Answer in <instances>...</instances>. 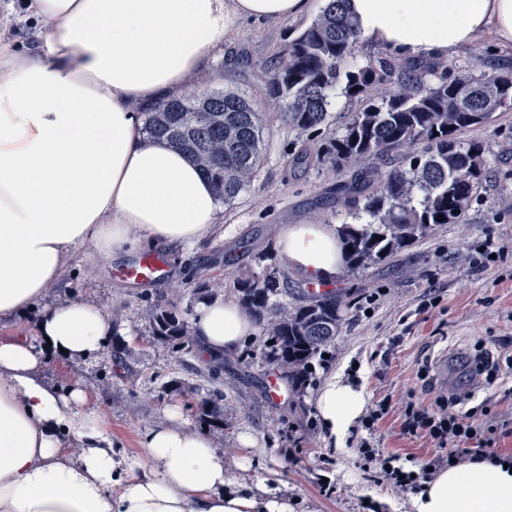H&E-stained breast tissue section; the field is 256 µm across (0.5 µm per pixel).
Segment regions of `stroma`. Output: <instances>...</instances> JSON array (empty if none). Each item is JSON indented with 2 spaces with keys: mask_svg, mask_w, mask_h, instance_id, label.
Wrapping results in <instances>:
<instances>
[{
  "mask_svg": "<svg viewBox=\"0 0 512 512\" xmlns=\"http://www.w3.org/2000/svg\"><path fill=\"white\" fill-rule=\"evenodd\" d=\"M308 23L305 17L240 22L230 42L210 59L215 79L197 84V91L230 86L246 97L257 96L271 58ZM330 101L326 124L305 133L264 113L257 178L225 205L223 223L201 241L159 247L169 280L151 288L127 283L115 271L138 256V248L109 255L85 245L72 252L48 287L44 303L90 301L112 321V336L94 357L50 361L42 375L64 388L81 384L126 469H139L142 434L176 412L207 426L228 463L246 461L245 479H271L301 499L306 512H409L411 490L393 484L381 458L398 456L410 471L448 454L401 430L407 402L416 399L430 407L440 395L434 378L420 377V368L447 359L448 388L460 392L468 388L457 352L483 346L502 358L512 354V109L495 112L487 124L463 134L483 145L486 180L479 202L461 223L433 227L393 257L356 272L343 269L337 277L332 291L342 301L341 330L327 361L317 362L303 388H294L267 362L263 334L225 356L217 380L201 343L181 351L153 336L154 306L190 322L204 300L239 298L238 272L259 273L277 259L283 225L367 222L366 214L324 200L341 175L320 160L321 149L359 108L338 90ZM487 245L495 258L487 268H477L474 259ZM335 374L363 389L367 410L387 409L374 430L356 425L339 443L323 430L314 398L319 385ZM273 378L281 391L277 397L269 393ZM217 392L223 416L210 421L201 404ZM472 392L465 406L492 425L493 453L512 454V377L499 375L493 385ZM244 433L254 446L240 442ZM364 438L378 461L365 463L359 446Z\"/></svg>",
  "mask_w": 512,
  "mask_h": 512,
  "instance_id": "stroma-1",
  "label": "stroma"
}]
</instances>
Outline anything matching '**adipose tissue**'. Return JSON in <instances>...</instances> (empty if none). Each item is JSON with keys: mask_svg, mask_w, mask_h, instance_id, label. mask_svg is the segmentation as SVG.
<instances>
[{"mask_svg": "<svg viewBox=\"0 0 512 512\" xmlns=\"http://www.w3.org/2000/svg\"><path fill=\"white\" fill-rule=\"evenodd\" d=\"M313 0H23L38 20L19 53L0 41V322L32 317L35 336H0V512H295L279 486L246 482L206 428L174 421L141 438L122 468L82 389L43 366L99 352L112 322L93 303L43 304L71 250L140 240L191 246L222 223L215 190L167 143L145 138L142 106L213 78L208 61L239 20L298 19ZM362 40L400 58L445 60L492 39L512 51V0H347ZM284 265L329 283L345 264L334 226L284 225ZM208 353L237 352L258 326L239 304L202 301ZM323 429L344 437L363 391L342 377L318 390ZM79 455H72L71 444ZM412 512H512V455L437 469Z\"/></svg>", "mask_w": 512, "mask_h": 512, "instance_id": "obj_1", "label": "adipose tissue"}]
</instances>
